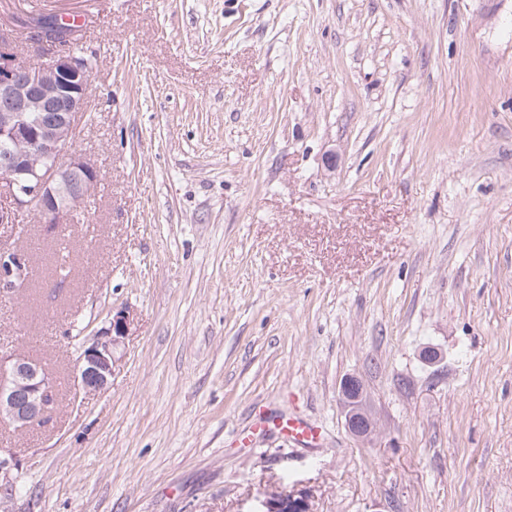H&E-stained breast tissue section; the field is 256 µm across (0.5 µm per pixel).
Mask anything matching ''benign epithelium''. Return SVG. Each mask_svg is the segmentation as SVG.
<instances>
[{
	"label": "benign epithelium",
	"instance_id": "benign-epithelium-1",
	"mask_svg": "<svg viewBox=\"0 0 512 512\" xmlns=\"http://www.w3.org/2000/svg\"><path fill=\"white\" fill-rule=\"evenodd\" d=\"M38 40L56 41L62 50L48 62L32 65L7 45L0 46V186L14 209L0 211V224L33 211L39 223L63 224L97 185V170L76 149V117L86 105L91 71L85 55L69 45L77 33L54 26L30 28ZM29 270L26 255L0 249V291L11 292ZM134 322L131 307L112 309L103 326L81 343L76 382L85 394L105 389L118 361L117 349ZM363 385L354 376L340 387L348 431L368 440L376 422L362 400ZM54 397L51 378L23 353L0 357V422L28 428L43 422ZM257 512H313L306 490L280 492L260 501Z\"/></svg>",
	"mask_w": 512,
	"mask_h": 512
}]
</instances>
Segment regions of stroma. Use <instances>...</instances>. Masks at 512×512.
<instances>
[{
  "instance_id": "35a3bbf8",
  "label": "stroma",
  "mask_w": 512,
  "mask_h": 512,
  "mask_svg": "<svg viewBox=\"0 0 512 512\" xmlns=\"http://www.w3.org/2000/svg\"><path fill=\"white\" fill-rule=\"evenodd\" d=\"M64 2L98 182L65 230L0 224L31 271L0 296V354L60 390L45 422L0 423L10 512L302 488L314 512H512V0ZM29 9L0 0V43L43 62ZM124 305L112 382L84 395L71 324ZM359 388L357 398L348 399L346 391ZM363 385L354 376L347 377L340 387L341 403L344 410L348 431L360 440H369L375 432L376 422L371 412L365 406L362 398ZM282 425L288 436L297 442L312 444L318 439L317 430L300 418H288Z\"/></svg>"
}]
</instances>
